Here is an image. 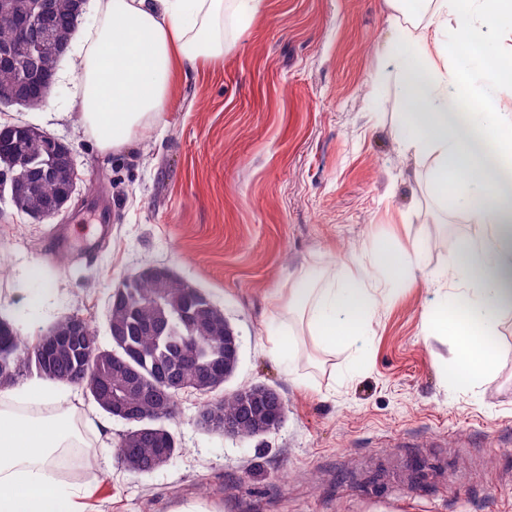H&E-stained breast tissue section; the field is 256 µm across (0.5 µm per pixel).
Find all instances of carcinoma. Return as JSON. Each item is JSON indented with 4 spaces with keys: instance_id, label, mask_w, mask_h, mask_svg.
I'll return each instance as SVG.
<instances>
[{
    "instance_id": "1",
    "label": "carcinoma",
    "mask_w": 512,
    "mask_h": 512,
    "mask_svg": "<svg viewBox=\"0 0 512 512\" xmlns=\"http://www.w3.org/2000/svg\"><path fill=\"white\" fill-rule=\"evenodd\" d=\"M10 2L11 8H0V45L24 39L20 17L28 8V0ZM53 3L52 24L58 44L63 45L71 42L78 26L76 0ZM50 168L42 178L34 172L23 174L11 200L18 213L28 216L48 209L71 179L65 164L55 161ZM108 330L112 342L127 357L129 368L118 371L97 354V330L82 318L76 340L61 346L49 363L18 335L8 337L10 349L0 352V386L14 383L24 370L57 380L67 377L69 383L82 387L93 375L105 378L110 389L92 400L106 411L112 404V391H122L125 406L136 418L127 420L129 428L120 436L116 451L123 452L124 468L136 472L157 455L165 438L173 437L168 431L162 436H143L141 426L167 419L168 409L175 407L174 399L182 396V387L208 392L196 382L198 368L222 364L226 377H231L238 364L234 349L240 337L224 312L191 283L172 274L142 270L126 278L112 294ZM166 380L174 381V385L162 388ZM276 399L264 385L243 386L205 402L198 413L218 429L226 421L237 423V438L247 440L270 426Z\"/></svg>"
}]
</instances>
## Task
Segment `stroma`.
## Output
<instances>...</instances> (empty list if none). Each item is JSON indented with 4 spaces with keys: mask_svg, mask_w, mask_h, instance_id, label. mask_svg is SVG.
<instances>
[{
    "mask_svg": "<svg viewBox=\"0 0 512 512\" xmlns=\"http://www.w3.org/2000/svg\"><path fill=\"white\" fill-rule=\"evenodd\" d=\"M388 0H260L248 24L224 19V55L185 67L166 109L121 150L103 152L85 128L76 54L37 109L5 107L0 123L38 125L76 149L78 193L36 223L0 202V318L33 343L77 315L110 347L108 299L149 265L192 282L241 338L224 391L277 390L275 431L242 441L196 424L200 397H183L168 429L181 446L149 474L103 451L125 425L71 387L92 463L72 485L84 512H512V310L499 319L494 379L457 383L446 342L426 335L434 281L480 230L431 181L428 160L393 140L401 89L386 52ZM112 221L98 235L100 211ZM68 228L74 247L47 255ZM97 238L95 255L86 239ZM422 250L378 305L363 354L329 352L286 318L303 270L326 287L333 265L374 260L373 248ZM51 290L21 322L27 268ZM296 340L280 361L270 339Z\"/></svg>",
    "mask_w": 512,
    "mask_h": 512,
    "instance_id": "obj_1",
    "label": "stroma"
}]
</instances>
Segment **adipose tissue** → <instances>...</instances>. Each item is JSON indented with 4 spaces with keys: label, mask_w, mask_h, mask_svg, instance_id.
Instances as JSON below:
<instances>
[{
    "label": "adipose tissue",
    "mask_w": 512,
    "mask_h": 512,
    "mask_svg": "<svg viewBox=\"0 0 512 512\" xmlns=\"http://www.w3.org/2000/svg\"><path fill=\"white\" fill-rule=\"evenodd\" d=\"M229 0H90L92 25L79 48L80 111L102 151L118 149L165 110L176 66L224 54ZM399 18L388 37L403 82L394 139L430 160L440 191H452L481 231L436 280L429 335L450 343L457 382L495 374L498 314L512 308V0H391ZM510 41L491 54L483 32ZM376 263H340L327 287L304 273L288 292L324 348L371 336L377 294L394 287L419 253L386 246ZM55 382L39 378L0 395V512H78L58 475V452L75 434Z\"/></svg>",
    "instance_id": "adipose-tissue-1"
}]
</instances>
